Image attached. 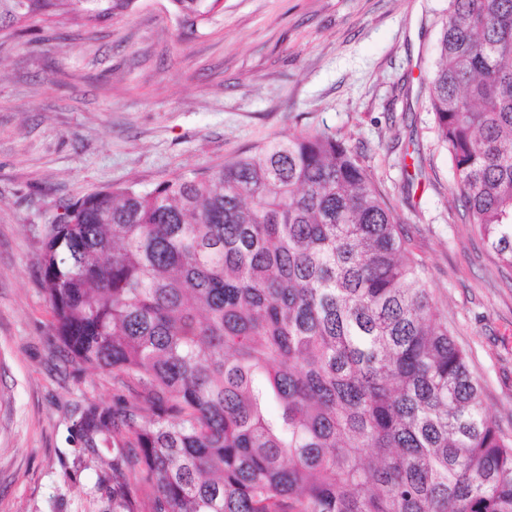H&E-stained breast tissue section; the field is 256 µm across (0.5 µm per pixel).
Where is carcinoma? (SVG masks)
I'll use <instances>...</instances> for the list:
<instances>
[{
	"mask_svg": "<svg viewBox=\"0 0 512 512\" xmlns=\"http://www.w3.org/2000/svg\"><path fill=\"white\" fill-rule=\"evenodd\" d=\"M137 0H0V30ZM194 27L213 0H170ZM428 85L475 232L512 271V0H449ZM41 284L112 512H512V439L344 141L302 131L67 204Z\"/></svg>",
	"mask_w": 512,
	"mask_h": 512,
	"instance_id": "1",
	"label": "carcinoma"
}]
</instances>
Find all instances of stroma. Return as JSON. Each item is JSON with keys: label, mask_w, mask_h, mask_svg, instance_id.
Here are the masks:
<instances>
[{"label": "stroma", "mask_w": 512, "mask_h": 512, "mask_svg": "<svg viewBox=\"0 0 512 512\" xmlns=\"http://www.w3.org/2000/svg\"><path fill=\"white\" fill-rule=\"evenodd\" d=\"M448 5L223 0L187 29L170 0H138L95 27L0 38V512H112V454L73 427L76 407L111 404L112 382L66 361L40 286L45 226L88 193L150 189L302 130L370 171L512 435V275L463 215L420 86Z\"/></svg>", "instance_id": "stroma-1"}]
</instances>
